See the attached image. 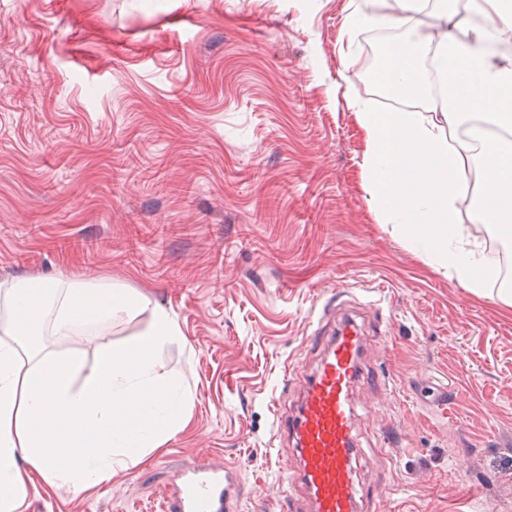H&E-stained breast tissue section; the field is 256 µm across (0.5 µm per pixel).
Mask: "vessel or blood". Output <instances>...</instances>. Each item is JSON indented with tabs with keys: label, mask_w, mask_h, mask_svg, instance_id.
Listing matches in <instances>:
<instances>
[{
	"label": "vessel or blood",
	"mask_w": 512,
	"mask_h": 512,
	"mask_svg": "<svg viewBox=\"0 0 512 512\" xmlns=\"http://www.w3.org/2000/svg\"><path fill=\"white\" fill-rule=\"evenodd\" d=\"M336 307L323 305L307 339L318 361L304 374L295 406L274 411L275 439L293 460L282 472L280 512H362L365 503L355 472V392L376 393L385 379L367 368L363 322L353 314L337 317ZM165 499L168 512H240L242 471L233 462L196 461L175 475Z\"/></svg>",
	"instance_id": "obj_1"
}]
</instances>
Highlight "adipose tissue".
I'll return each instance as SVG.
<instances>
[{
    "instance_id": "obj_1",
    "label": "adipose tissue",
    "mask_w": 512,
    "mask_h": 512,
    "mask_svg": "<svg viewBox=\"0 0 512 512\" xmlns=\"http://www.w3.org/2000/svg\"><path fill=\"white\" fill-rule=\"evenodd\" d=\"M477 12L475 22L456 19V0H351L343 25L349 36L363 26L414 34L389 42L382 61L385 86L405 106L348 104L366 140L365 189L380 223L401 226L473 289L498 271L475 225L512 236V145L486 137L512 129V0H478ZM425 48L443 80L439 101L418 66ZM145 312L144 330L120 347L100 342L86 369L73 337ZM180 337L175 318L141 292L51 277L1 282L0 512H20L42 486L105 484L177 433L192 400L160 353Z\"/></svg>"
}]
</instances>
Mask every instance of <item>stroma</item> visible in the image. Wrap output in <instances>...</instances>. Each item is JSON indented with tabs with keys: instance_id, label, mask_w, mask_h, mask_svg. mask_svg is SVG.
Returning <instances> with one entry per match:
<instances>
[{
	"instance_id": "obj_1",
	"label": "stroma",
	"mask_w": 512,
	"mask_h": 512,
	"mask_svg": "<svg viewBox=\"0 0 512 512\" xmlns=\"http://www.w3.org/2000/svg\"><path fill=\"white\" fill-rule=\"evenodd\" d=\"M347 2L0 0V280L150 294L193 394L147 463L21 512H165L201 458L241 467L243 512H275L274 403L339 290L386 331V388L359 409L368 512H512V305L378 222L347 103L396 104L343 39Z\"/></svg>"
}]
</instances>
